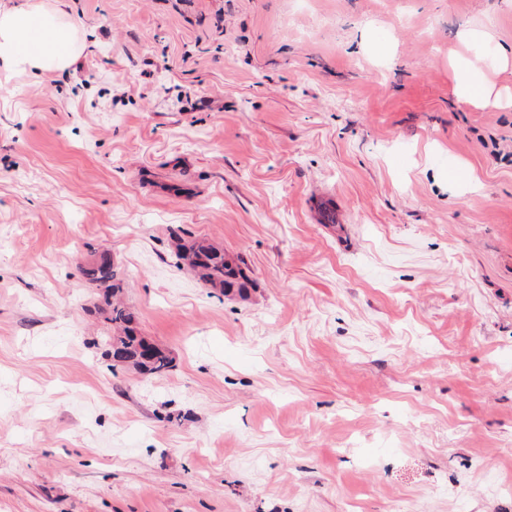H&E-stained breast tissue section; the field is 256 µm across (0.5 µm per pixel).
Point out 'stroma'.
<instances>
[{"mask_svg":"<svg viewBox=\"0 0 512 512\" xmlns=\"http://www.w3.org/2000/svg\"><path fill=\"white\" fill-rule=\"evenodd\" d=\"M43 2L82 49L0 69V512H512V68H448L512 0ZM102 252L167 373L105 357ZM450 64L457 74L454 93L459 101L479 108L497 104L498 93H495L483 56H455L450 59ZM177 241V259L189 266L205 286L219 289L223 295L234 290L239 296L247 294L251 282L241 267V259L228 258L223 249L206 239Z\"/></svg>","mask_w":512,"mask_h":512,"instance_id":"35a3bbf8","label":"stroma"}]
</instances>
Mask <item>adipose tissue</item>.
I'll list each match as a JSON object with an SVG mask.
<instances>
[{
  "mask_svg": "<svg viewBox=\"0 0 512 512\" xmlns=\"http://www.w3.org/2000/svg\"><path fill=\"white\" fill-rule=\"evenodd\" d=\"M75 22L63 10L46 8L40 0H21L0 10V66L37 75L62 70L74 61ZM454 93L461 102L485 108L497 104L498 95L483 56H455Z\"/></svg>",
  "mask_w": 512,
  "mask_h": 512,
  "instance_id": "adipose-tissue-1",
  "label": "adipose tissue"
}]
</instances>
